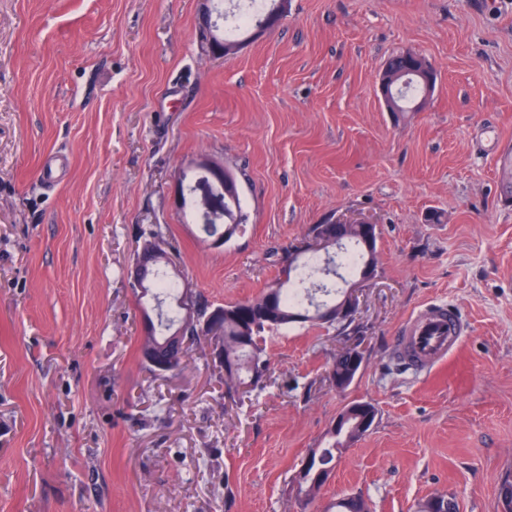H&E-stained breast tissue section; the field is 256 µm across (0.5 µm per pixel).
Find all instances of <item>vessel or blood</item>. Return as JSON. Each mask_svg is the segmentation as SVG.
<instances>
[{
  "label": "vessel or blood",
  "mask_w": 512,
  "mask_h": 512,
  "mask_svg": "<svg viewBox=\"0 0 512 512\" xmlns=\"http://www.w3.org/2000/svg\"><path fill=\"white\" fill-rule=\"evenodd\" d=\"M468 328L448 305L432 303L413 314L402 327L393 356L416 373L432 371L457 346Z\"/></svg>",
  "instance_id": "b4317fda"
}]
</instances>
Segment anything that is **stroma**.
<instances>
[{
  "label": "stroma",
  "instance_id": "obj_1",
  "mask_svg": "<svg viewBox=\"0 0 512 512\" xmlns=\"http://www.w3.org/2000/svg\"><path fill=\"white\" fill-rule=\"evenodd\" d=\"M247 0H0V512H327L359 494L414 512L454 494L501 512L512 478V0H288L220 59L204 10ZM430 60L418 112L386 111L387 59ZM232 169L248 220L223 247L184 223L175 177ZM439 222H431V213ZM377 223L356 333L267 335L228 396L208 340L161 376L139 354L131 270L160 226L197 299L247 300L313 225ZM444 300L470 332L427 375L392 358ZM355 345L351 386L328 381ZM377 409L310 500L291 479L349 402ZM195 169L207 175L210 182L218 186L224 194L229 185V177L224 175V165L215 162L207 156H202L195 162Z\"/></svg>",
  "mask_w": 512,
  "mask_h": 512
}]
</instances>
